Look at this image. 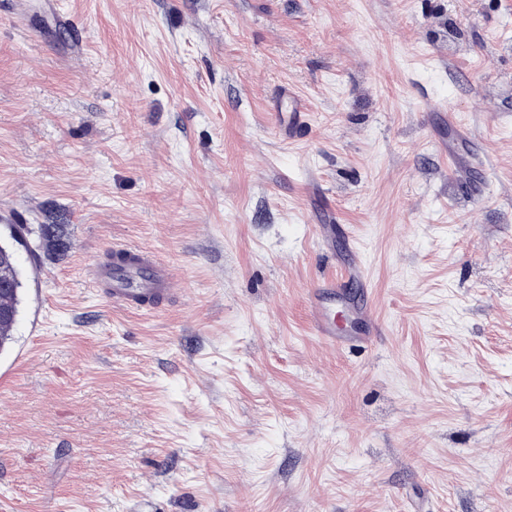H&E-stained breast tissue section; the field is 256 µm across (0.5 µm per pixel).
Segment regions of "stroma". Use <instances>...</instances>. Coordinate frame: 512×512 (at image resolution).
Returning <instances> with one entry per match:
<instances>
[{
	"instance_id": "35a3bbf8",
	"label": "stroma",
	"mask_w": 512,
	"mask_h": 512,
	"mask_svg": "<svg viewBox=\"0 0 512 512\" xmlns=\"http://www.w3.org/2000/svg\"><path fill=\"white\" fill-rule=\"evenodd\" d=\"M13 215L69 248L21 259L0 512H512V0H0ZM121 244L181 293L113 307ZM327 279L371 346L311 335ZM288 101L287 109L279 110L277 103L272 113V124L275 132L286 141L304 138L308 133L307 112L308 105L305 99L299 97L291 90L279 93ZM336 281L324 280L313 288H309V312L311 320V330L314 336H317L321 344L327 348L353 344L355 346H364L369 344L370 336H378L380 326L375 315L373 303L365 297L362 302L353 306L350 310L351 315L358 321V316L367 324V329L363 331V337L353 336L349 332L346 335H339L336 327V312L333 311L325 301V295L336 293Z\"/></svg>"
}]
</instances>
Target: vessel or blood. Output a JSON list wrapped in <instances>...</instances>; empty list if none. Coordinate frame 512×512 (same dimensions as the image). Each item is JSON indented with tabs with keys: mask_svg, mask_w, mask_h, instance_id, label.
<instances>
[{
	"mask_svg": "<svg viewBox=\"0 0 512 512\" xmlns=\"http://www.w3.org/2000/svg\"><path fill=\"white\" fill-rule=\"evenodd\" d=\"M286 110H274L272 124L275 132L284 140L294 141L304 138L308 133L305 99L292 91H285ZM115 255L124 260L123 268L110 271L101 267L94 268L93 282L102 289L105 296L111 297L113 305L151 312L155 307L171 297L176 283L169 268L157 261L147 251L132 247H118ZM335 282L325 280L309 290V312L311 330L321 344L328 348H336L346 344L364 346L369 344L372 336L378 335L380 326L375 315L372 302H362L352 307L353 315L358 316L367 324L362 335H339L336 327V313L327 301V295L335 293Z\"/></svg>",
	"mask_w": 512,
	"mask_h": 512,
	"instance_id": "b4317fda",
	"label": "vessel or blood"
}]
</instances>
